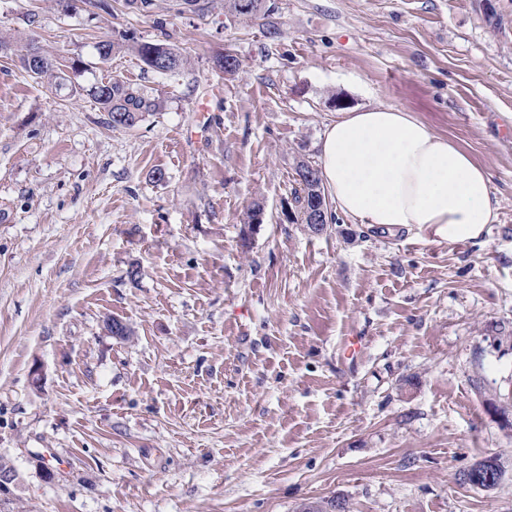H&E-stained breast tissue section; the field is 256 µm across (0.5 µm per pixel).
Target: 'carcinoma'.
Returning a JSON list of instances; mask_svg holds the SVG:
<instances>
[{"label": "carcinoma", "mask_w": 512, "mask_h": 512, "mask_svg": "<svg viewBox=\"0 0 512 512\" xmlns=\"http://www.w3.org/2000/svg\"><path fill=\"white\" fill-rule=\"evenodd\" d=\"M224 7L235 15L249 18H257L270 11L266 0H224ZM132 51L146 68L158 73L173 72L185 64L179 49L171 43L141 42L133 46ZM36 55V50L28 49L20 57L22 68L34 78H58L53 60L44 56L42 60L46 65L34 66ZM88 92L99 108L107 113L108 123L114 128L131 129L143 121L145 115L161 107L158 97L120 78L97 83ZM295 173L292 195L297 215L311 232L320 234L326 230V223H315L307 217L310 212L328 206L319 171L310 163L300 161Z\"/></svg>", "instance_id": "1"}]
</instances>
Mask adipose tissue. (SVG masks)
<instances>
[{
  "label": "adipose tissue",
  "mask_w": 512,
  "mask_h": 512,
  "mask_svg": "<svg viewBox=\"0 0 512 512\" xmlns=\"http://www.w3.org/2000/svg\"><path fill=\"white\" fill-rule=\"evenodd\" d=\"M319 167L342 214L386 232L459 244L483 237L498 217L488 171L398 108L340 113L323 132Z\"/></svg>",
  "instance_id": "adipose-tissue-1"
}]
</instances>
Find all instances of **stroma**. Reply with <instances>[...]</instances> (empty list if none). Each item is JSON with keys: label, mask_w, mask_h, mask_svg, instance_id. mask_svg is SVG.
<instances>
[{"label": "stroma", "mask_w": 512, "mask_h": 512, "mask_svg": "<svg viewBox=\"0 0 512 512\" xmlns=\"http://www.w3.org/2000/svg\"><path fill=\"white\" fill-rule=\"evenodd\" d=\"M107 2L0 0V455L18 512L334 496L348 512H512V0H494V28L481 0H268L266 20L223 0ZM112 39L125 51L99 60ZM163 39L180 70L131 50ZM29 44L65 89L25 72ZM115 76L160 110L115 128L67 91ZM369 106L411 112L489 171L483 240L289 223L297 162ZM48 449L51 483L32 459ZM488 457L497 487L459 481Z\"/></svg>", "instance_id": "stroma-1"}]
</instances>
